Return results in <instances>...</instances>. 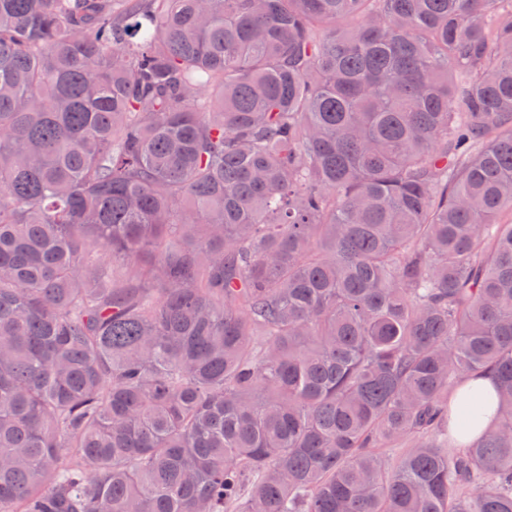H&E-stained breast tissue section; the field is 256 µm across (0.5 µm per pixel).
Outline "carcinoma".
<instances>
[{"label": "carcinoma", "mask_w": 512, "mask_h": 512, "mask_svg": "<svg viewBox=\"0 0 512 512\" xmlns=\"http://www.w3.org/2000/svg\"><path fill=\"white\" fill-rule=\"evenodd\" d=\"M506 209L512 0H0V512H512ZM494 389L493 378L485 373L463 383L457 401L450 406V428L458 444L468 445L490 424L495 413Z\"/></svg>", "instance_id": "carcinoma-1"}]
</instances>
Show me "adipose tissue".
Masks as SVG:
<instances>
[{
    "label": "adipose tissue",
    "instance_id": "obj_1",
    "mask_svg": "<svg viewBox=\"0 0 512 512\" xmlns=\"http://www.w3.org/2000/svg\"><path fill=\"white\" fill-rule=\"evenodd\" d=\"M494 380L478 373L462 385L456 402L450 407V428L460 445H468L491 422L494 416Z\"/></svg>",
    "mask_w": 512,
    "mask_h": 512
}]
</instances>
